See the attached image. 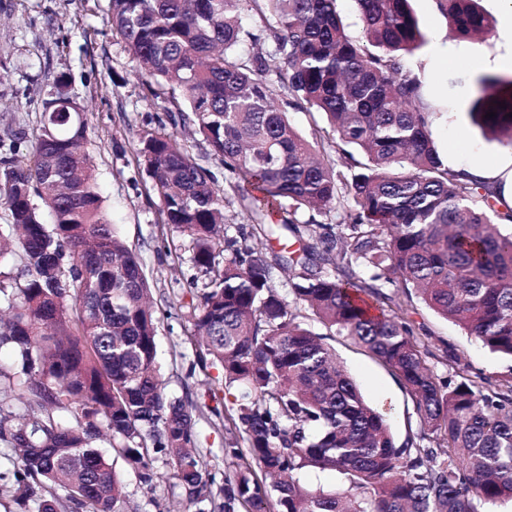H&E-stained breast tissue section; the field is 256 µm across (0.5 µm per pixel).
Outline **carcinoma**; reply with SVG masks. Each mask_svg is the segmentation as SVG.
Returning a JSON list of instances; mask_svg holds the SVG:
<instances>
[{"label": "carcinoma", "instance_id": "obj_1", "mask_svg": "<svg viewBox=\"0 0 512 512\" xmlns=\"http://www.w3.org/2000/svg\"><path fill=\"white\" fill-rule=\"evenodd\" d=\"M356 3L358 38L336 0H109L107 23L139 76L160 87L150 92L173 128L143 132L138 158L202 275L199 362L222 367L247 448L225 449L233 471L220 484L203 467L192 408L165 393L149 279L102 212L67 80L43 101L24 162L22 132L8 133L0 257L18 253L26 280L0 283V352L13 357L0 369V443L10 449L1 498L33 512H129L114 460L153 488L163 455L196 512L217 493L222 512H266L272 497L278 512H485L512 498V374L438 375V348L408 319L417 297L512 359V208L496 209L497 192L436 149L423 81L406 64L424 43L410 0ZM435 3L456 38L492 34L475 0ZM246 40L257 49L240 55ZM283 89L327 117L332 141L294 129ZM469 117L512 147V75L479 76ZM178 128L203 137L224 184ZM348 199L344 218L317 220ZM235 201L248 224L224 237ZM279 229L292 239L259 248ZM276 267L289 272L290 299L273 283ZM335 336L399 380L416 435L396 444L337 359ZM253 462L271 483L253 476ZM305 468L335 472L345 488L309 487Z\"/></svg>", "mask_w": 512, "mask_h": 512}]
</instances>
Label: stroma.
I'll list each match as a JSON object with an SVG mask.
<instances>
[{
  "label": "stroma",
  "mask_w": 512,
  "mask_h": 512,
  "mask_svg": "<svg viewBox=\"0 0 512 512\" xmlns=\"http://www.w3.org/2000/svg\"><path fill=\"white\" fill-rule=\"evenodd\" d=\"M478 7L491 20L494 35L462 41L451 36L435 0H411L425 43L408 64L421 74L435 109L431 133L443 160L455 169L485 166L497 173L502 186L512 176L504 165L512 149L487 140L468 110L478 75L512 74V39L504 30L512 0H479ZM107 10L108 0H0V138L13 129L34 145L42 101L56 79L66 76L71 94L85 108L102 209L138 253L151 280L165 392L192 403L207 469L220 473L224 450L239 434L230 405L218 397L224 388L222 368H198L190 343L193 317L187 289L198 271L188 240L163 223L160 200L136 157L139 133L158 129L162 112L136 74L122 40L113 34ZM409 317L436 346L458 356L469 374L512 373V360L490 352L424 303L415 302ZM334 346L367 401L385 409L396 441L415 434L412 402L398 379L349 342L339 338ZM114 466L137 512H185L187 503L176 480L161 482L150 492L122 460Z\"/></svg>",
  "instance_id": "1"
}]
</instances>
